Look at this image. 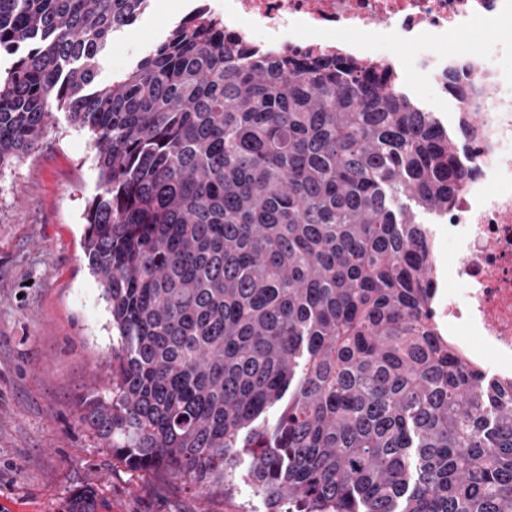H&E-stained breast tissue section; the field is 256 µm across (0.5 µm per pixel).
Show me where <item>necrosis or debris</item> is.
Listing matches in <instances>:
<instances>
[{
    "label": "necrosis or debris",
    "instance_id": "obj_1",
    "mask_svg": "<svg viewBox=\"0 0 512 512\" xmlns=\"http://www.w3.org/2000/svg\"><path fill=\"white\" fill-rule=\"evenodd\" d=\"M200 13L223 23L225 39L283 54L339 46L393 67L400 48L414 47L429 73L468 67L483 89L471 108L483 134L466 144L470 176L444 218L453 259L434 254L448 282L435 289L431 315L468 360L512 381V40L499 36L512 0H206ZM466 30L490 36V52L461 45L447 55Z\"/></svg>",
    "mask_w": 512,
    "mask_h": 512
}]
</instances>
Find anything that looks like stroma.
Masks as SVG:
<instances>
[{"label":"stroma","instance_id":"obj_1","mask_svg":"<svg viewBox=\"0 0 512 512\" xmlns=\"http://www.w3.org/2000/svg\"><path fill=\"white\" fill-rule=\"evenodd\" d=\"M198 0H152L108 43V84L164 40ZM403 90L456 134L459 109L412 57ZM90 133L53 113L39 148L0 167V512H64L94 484L102 512H266L253 488L200 492L182 478L119 462L80 420L91 390L111 394L112 319L82 249L98 192Z\"/></svg>","mask_w":512,"mask_h":512}]
</instances>
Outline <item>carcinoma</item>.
<instances>
[{
	"mask_svg": "<svg viewBox=\"0 0 512 512\" xmlns=\"http://www.w3.org/2000/svg\"><path fill=\"white\" fill-rule=\"evenodd\" d=\"M150 0H0V167L51 102L91 133L83 249L117 343L81 421L134 468L269 512H512V385L440 337L428 231L469 173L396 71L267 56L188 17L110 84ZM480 133L466 69L438 75ZM249 455L247 467L243 456ZM96 490L65 512H97Z\"/></svg>",
	"mask_w": 512,
	"mask_h": 512,
	"instance_id": "cac0c4a2",
	"label": "carcinoma"
}]
</instances>
